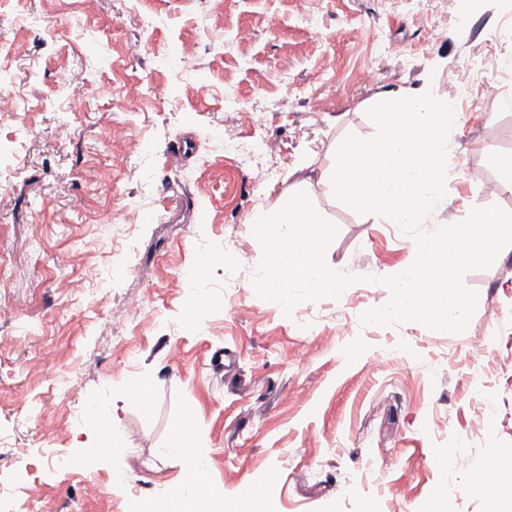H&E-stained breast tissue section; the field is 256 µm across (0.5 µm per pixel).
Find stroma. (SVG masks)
Listing matches in <instances>:
<instances>
[{"instance_id": "stroma-1", "label": "stroma", "mask_w": 512, "mask_h": 512, "mask_svg": "<svg viewBox=\"0 0 512 512\" xmlns=\"http://www.w3.org/2000/svg\"><path fill=\"white\" fill-rule=\"evenodd\" d=\"M50 16V34L0 59L21 98L0 121V512H160L186 475L176 448L197 435L200 471L230 499L275 475L278 512H486L468 468L436 464L441 450H512V247L464 277L478 294L459 334L417 322L362 325L390 296L379 277L412 258V236L360 215L318 184L307 193L325 220V261L360 276L339 299L297 305L284 316L260 299L253 274L262 249L255 220L287 191L288 171L318 165L347 133L368 138L377 95L428 86L466 90V116L451 137L448 205L424 221L432 231L472 208L512 210L501 159L512 156V0H226L224 39L203 31L213 0H24ZM253 30L245 46L237 27ZM195 48L187 81L202 86L178 107L146 101L164 78L161 53ZM465 69H458V62ZM374 65L366 82L361 69ZM87 71L89 89L64 77ZM144 99V115L123 99ZM260 110L241 127L275 142L262 157L266 181L249 178L209 132ZM130 123L136 145L112 155L106 129ZM183 153H174L176 143ZM112 169L111 183L93 174ZM149 208L124 240L98 221L139 199ZM374 283H367V276ZM144 298L147 313L125 327L122 310ZM386 358L374 370L377 358ZM58 369L43 382L37 363ZM124 439L99 448L103 418ZM101 488L87 492L88 481Z\"/></svg>"}]
</instances>
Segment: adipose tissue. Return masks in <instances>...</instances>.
I'll return each mask as SVG.
<instances>
[{
    "label": "adipose tissue",
    "mask_w": 512,
    "mask_h": 512,
    "mask_svg": "<svg viewBox=\"0 0 512 512\" xmlns=\"http://www.w3.org/2000/svg\"><path fill=\"white\" fill-rule=\"evenodd\" d=\"M291 175L294 179L292 186L280 195L275 213L268 218L269 223L280 225L281 230L265 241V278L281 285L301 281L317 291L340 288L339 277L324 260L323 215L310 205L302 191L308 179L299 168L292 170ZM178 449L187 465V472L183 485L174 488L169 495L168 512H277L275 477H268L254 494L241 500H230L211 487L196 482L198 467L194 434L180 436ZM506 462L507 458L500 449L492 447L471 467L470 489L487 501L488 512H512V478H504L493 486L483 480L487 468L501 469Z\"/></svg>",
    "instance_id": "1"
}]
</instances>
